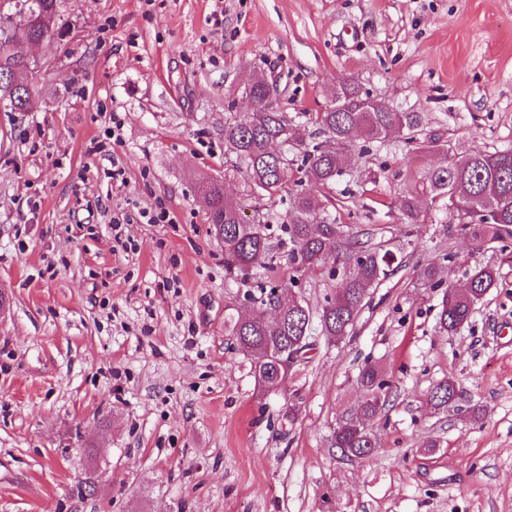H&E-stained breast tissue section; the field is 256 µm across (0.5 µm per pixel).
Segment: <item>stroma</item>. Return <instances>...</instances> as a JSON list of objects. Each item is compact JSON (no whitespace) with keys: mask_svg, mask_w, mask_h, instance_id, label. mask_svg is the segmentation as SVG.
Segmentation results:
<instances>
[{"mask_svg":"<svg viewBox=\"0 0 512 512\" xmlns=\"http://www.w3.org/2000/svg\"><path fill=\"white\" fill-rule=\"evenodd\" d=\"M61 5L69 37L17 48L49 65L38 110L0 109V512H512V240L471 244L441 201L401 214L445 160L431 139L512 148V0ZM259 73L309 135L343 83L424 115L416 143L352 149L328 191L327 217L382 228L399 267L351 335L317 337L268 394L224 330L244 289L198 189L206 175L244 198L224 120L250 111ZM116 119L111 152L88 154ZM486 265L494 287L442 335L444 287ZM367 359L394 395L376 454L350 461L331 435ZM443 380L459 398L438 410Z\"/></svg>","mask_w":512,"mask_h":512,"instance_id":"35a3bbf8","label":"stroma"}]
</instances>
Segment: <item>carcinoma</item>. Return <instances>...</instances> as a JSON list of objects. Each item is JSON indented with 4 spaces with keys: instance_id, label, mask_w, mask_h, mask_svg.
<instances>
[{
    "instance_id": "1",
    "label": "carcinoma",
    "mask_w": 512,
    "mask_h": 512,
    "mask_svg": "<svg viewBox=\"0 0 512 512\" xmlns=\"http://www.w3.org/2000/svg\"><path fill=\"white\" fill-rule=\"evenodd\" d=\"M0 27L10 26L26 41L64 37L56 27L60 0H6ZM17 69L38 83L40 72L26 61L0 48V102L10 112H31L35 90L10 81ZM266 76L256 75L244 87L256 108L224 121V153L231 157L232 172L248 177V196L258 219L243 218L244 207L224 193V182L202 178L199 189L208 204V220L215 238L224 244V275L242 285V309L224 318V329L234 338V349L247 358L255 382L266 392L284 389L293 367L283 366L284 356L309 351L311 338L320 334L340 341L350 335L370 290L393 271L394 256L369 230L351 231L336 220H318L323 202L299 189L304 182L328 187L344 172L347 152L360 140L381 142L394 134L405 143L417 142L423 113L401 112L385 101L370 100L349 84L336 89L332 104L315 115L324 140L304 145L288 113L270 112L265 104ZM293 199L289 222L272 224L265 207L278 197ZM446 200L464 223L457 230L480 245L486 240L512 239V148L478 152L452 159L427 172L422 190L404 197L402 213L417 222L423 202ZM288 253V271L280 254ZM308 272L340 280L323 301L311 306L299 296L297 275ZM494 270L476 267L463 290L450 287L440 303L439 329L444 335L469 323L474 306L494 287ZM356 383L365 399L356 410L342 415L331 436V446L347 449V458L365 459L377 450L373 422L392 394L393 384L383 368L367 362L359 368ZM457 396L451 381L436 384L430 402L448 406Z\"/></svg>"
}]
</instances>
